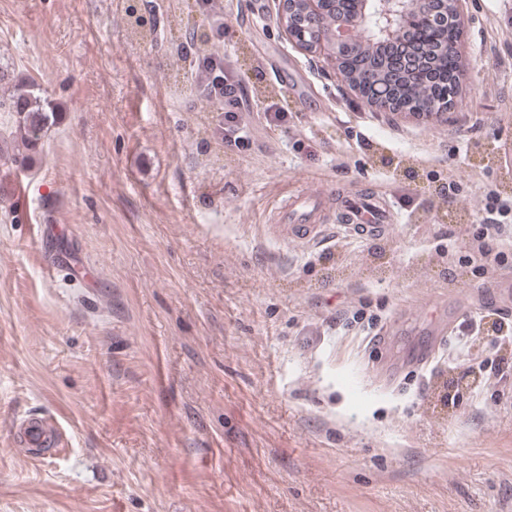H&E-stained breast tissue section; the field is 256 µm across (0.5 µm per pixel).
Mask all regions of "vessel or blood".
I'll use <instances>...</instances> for the list:
<instances>
[{"instance_id":"b4317fda","label":"vessel or blood","mask_w":512,"mask_h":512,"mask_svg":"<svg viewBox=\"0 0 512 512\" xmlns=\"http://www.w3.org/2000/svg\"><path fill=\"white\" fill-rule=\"evenodd\" d=\"M324 206L322 193L311 191L299 183L290 184L284 198L273 212V235L282 242L308 248L315 245L326 231L317 218ZM393 214L389 206L370 196L345 198L339 217L340 228L348 235L362 239H379L392 228ZM16 445L29 448L33 456L58 454L64 445L56 422L45 415H28L13 426Z\"/></svg>"}]
</instances>
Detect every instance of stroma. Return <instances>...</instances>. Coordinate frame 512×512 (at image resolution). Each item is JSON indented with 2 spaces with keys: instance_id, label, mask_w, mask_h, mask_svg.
Instances as JSON below:
<instances>
[{
  "instance_id": "35a3bbf8",
  "label": "stroma",
  "mask_w": 512,
  "mask_h": 512,
  "mask_svg": "<svg viewBox=\"0 0 512 512\" xmlns=\"http://www.w3.org/2000/svg\"><path fill=\"white\" fill-rule=\"evenodd\" d=\"M128 5L0 0V63L57 112L27 149L0 111V512H512V347L460 332L512 318V251L464 260L486 194L512 199V8L468 0L459 101L426 121L300 49L277 0H215L251 136L230 150L181 58L211 33L197 0H139L144 40ZM292 181L330 198L322 245L266 230ZM348 192L388 235L335 229ZM429 308L448 339L421 370ZM29 413L59 458L15 447ZM14 443L32 451L33 457L46 453L57 455L64 448L63 434L57 423L45 415H27L20 419L19 425L12 427Z\"/></svg>"
}]
</instances>
